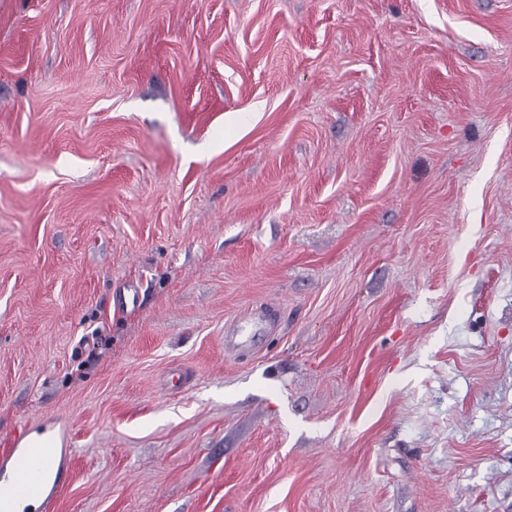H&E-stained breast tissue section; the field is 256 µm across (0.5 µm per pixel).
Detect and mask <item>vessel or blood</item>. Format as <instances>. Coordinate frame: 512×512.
I'll return each instance as SVG.
<instances>
[{
	"instance_id": "1",
	"label": "vessel or blood",
	"mask_w": 512,
	"mask_h": 512,
	"mask_svg": "<svg viewBox=\"0 0 512 512\" xmlns=\"http://www.w3.org/2000/svg\"><path fill=\"white\" fill-rule=\"evenodd\" d=\"M55 440H17L0 457V512H53L66 486ZM39 497L38 510L26 507L31 497Z\"/></svg>"
}]
</instances>
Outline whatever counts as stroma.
Segmentation results:
<instances>
[{"label":"stroma","instance_id":"obj_1","mask_svg":"<svg viewBox=\"0 0 512 512\" xmlns=\"http://www.w3.org/2000/svg\"><path fill=\"white\" fill-rule=\"evenodd\" d=\"M24 430L56 512H512V0H0Z\"/></svg>","mask_w":512,"mask_h":512}]
</instances>
